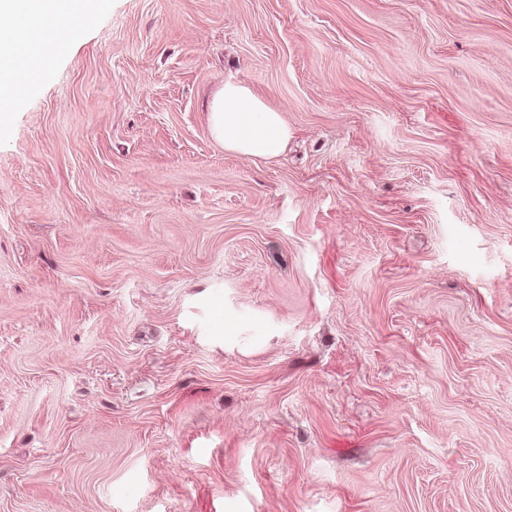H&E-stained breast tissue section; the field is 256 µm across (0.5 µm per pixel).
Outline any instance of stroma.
Masks as SVG:
<instances>
[{"mask_svg":"<svg viewBox=\"0 0 512 512\" xmlns=\"http://www.w3.org/2000/svg\"><path fill=\"white\" fill-rule=\"evenodd\" d=\"M7 112L0 512H512V0H108ZM208 123L213 139L225 152L246 158H275L288 141L282 113L239 81L224 82L212 95Z\"/></svg>","mask_w":512,"mask_h":512,"instance_id":"stroma-1","label":"stroma"}]
</instances>
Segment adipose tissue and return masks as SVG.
Here are the masks:
<instances>
[{
	"label": "adipose tissue",
	"mask_w": 512,
	"mask_h": 512,
	"mask_svg": "<svg viewBox=\"0 0 512 512\" xmlns=\"http://www.w3.org/2000/svg\"><path fill=\"white\" fill-rule=\"evenodd\" d=\"M104 0H0V56L16 52L30 30L47 20L91 23ZM208 123L225 152L246 158L279 156L288 141L281 112L245 83L225 82L211 97Z\"/></svg>",
	"instance_id": "adipose-tissue-1"
}]
</instances>
